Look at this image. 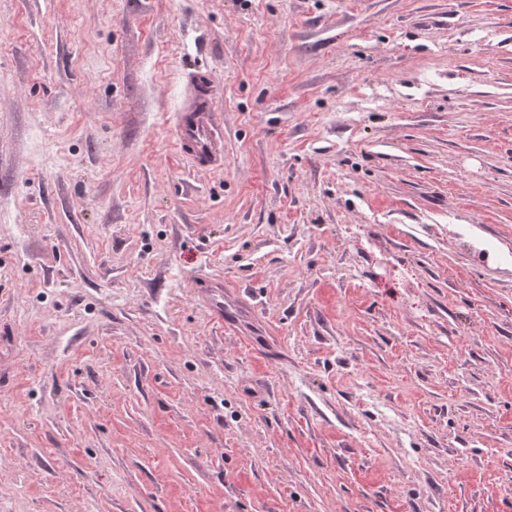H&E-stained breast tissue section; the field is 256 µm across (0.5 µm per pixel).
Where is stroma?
Segmentation results:
<instances>
[{
  "label": "stroma",
  "mask_w": 512,
  "mask_h": 512,
  "mask_svg": "<svg viewBox=\"0 0 512 512\" xmlns=\"http://www.w3.org/2000/svg\"><path fill=\"white\" fill-rule=\"evenodd\" d=\"M0 512H512V0H0ZM209 76L194 77L196 98L190 112H180L176 122V139L182 152L198 165L219 167L224 164V135L215 113L205 100ZM194 288H198L201 292L207 304V307L211 314L215 316L221 322H224V309L229 306H233L235 302V295H224V284H219L207 279H201L197 281Z\"/></svg>",
  "instance_id": "1"
}]
</instances>
